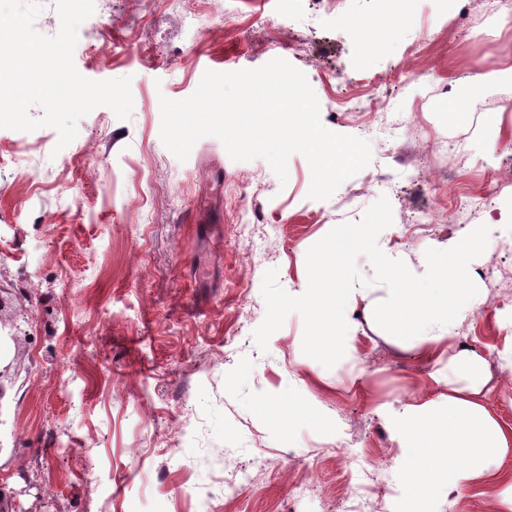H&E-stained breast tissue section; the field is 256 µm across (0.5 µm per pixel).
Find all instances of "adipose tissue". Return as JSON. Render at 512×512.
Returning a JSON list of instances; mask_svg holds the SVG:
<instances>
[{
	"label": "adipose tissue",
	"instance_id": "ef3b65f1",
	"mask_svg": "<svg viewBox=\"0 0 512 512\" xmlns=\"http://www.w3.org/2000/svg\"><path fill=\"white\" fill-rule=\"evenodd\" d=\"M431 273L453 280V287L435 289L427 296H414L400 288L394 305L399 311H417L433 324L455 329L458 320L481 302L482 295L479 289L462 287V267L454 259L433 263ZM448 370L465 375L467 382L449 387L444 412L435 413L431 403L425 402L410 407L393 426L404 451L401 464L408 488L417 501L439 487L451 494L505 479L489 461L512 447V434L500 427L479 399L482 364L461 350L449 357Z\"/></svg>",
	"mask_w": 512,
	"mask_h": 512
}]
</instances>
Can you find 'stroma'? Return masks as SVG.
<instances>
[{"label":"stroma","mask_w":512,"mask_h":512,"mask_svg":"<svg viewBox=\"0 0 512 512\" xmlns=\"http://www.w3.org/2000/svg\"><path fill=\"white\" fill-rule=\"evenodd\" d=\"M404 6L407 22L372 47L364 34L378 0H110L81 24L73 60L91 80L130 78V117L98 107L62 149L53 128H0V320L17 327L0 380V502L10 512H201L205 497L211 512H348L335 449L350 438L374 462L382 512H409L392 424L447 395L461 343L485 363L484 403L512 432V296L491 285L512 284V251L497 247L512 239V85L470 81L512 69V0ZM275 58L305 75L326 129L371 144L370 164L329 199L309 198L302 154L283 183L265 160H232L216 137L184 162L161 139V98L189 97L206 71ZM408 69L421 79L407 82ZM375 79L370 121L337 107L338 92L361 94ZM400 113L416 124L398 126ZM433 173L487 189L484 208L442 223ZM383 196L393 222L379 246L417 275L427 249L489 228L468 265L483 290L474 314L423 353L375 323L388 289L361 255L336 365L303 353L296 313L260 350L265 271L303 294L308 249ZM257 452L265 468L253 467ZM313 461L323 483L303 499L278 469ZM244 467L253 484L243 498L212 486ZM499 491L434 493L425 512H491Z\"/></svg>","instance_id":"obj_1"}]
</instances>
